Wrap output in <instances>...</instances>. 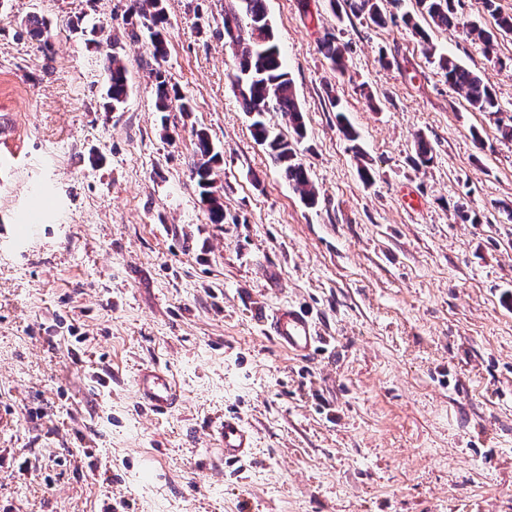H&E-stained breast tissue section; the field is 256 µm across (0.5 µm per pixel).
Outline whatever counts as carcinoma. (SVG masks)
Instances as JSON below:
<instances>
[{
	"mask_svg": "<svg viewBox=\"0 0 512 512\" xmlns=\"http://www.w3.org/2000/svg\"><path fill=\"white\" fill-rule=\"evenodd\" d=\"M345 7L354 16H364L373 24H381L386 15L379 0H343ZM421 13L427 15L436 25L451 27L457 24L455 0H417ZM478 10L495 17L496 28H485L474 19L468 23L467 34L484 45L485 53L495 51L497 36L512 33V15L503 14L496 0H477ZM132 10L145 20L143 26L150 34L154 56L164 54L165 12L163 0H133ZM224 35L229 38L236 60L234 74L242 107L252 116L251 132L255 140L267 145L274 162L284 172L288 182L301 194L304 202L313 206L317 203V190L311 183L305 166L298 160L292 143L281 137H272L262 120L263 113L279 111L288 116L296 139L305 135V123L301 106L297 100L292 79L286 68L280 50L275 42L272 25L268 18L265 0H239V7H232L224 13ZM323 57L339 71L346 68L344 48L336 38L328 34L320 43ZM440 69L448 78V84L464 94L470 106L479 112L497 113L500 104L486 75L475 72L450 56H441ZM109 86L106 110L114 112L125 102L128 93L127 68L119 53L107 55ZM155 107L159 112L169 111L172 101L180 102V110L187 112L190 105L180 100L174 87L169 85L165 72L159 68L151 70ZM194 163L201 202L206 205L213 224L224 223V203L213 191L211 179L213 165L220 161L214 152L209 136L204 131L196 133Z\"/></svg>",
	"mask_w": 512,
	"mask_h": 512,
	"instance_id": "carcinoma-1",
	"label": "carcinoma"
}]
</instances>
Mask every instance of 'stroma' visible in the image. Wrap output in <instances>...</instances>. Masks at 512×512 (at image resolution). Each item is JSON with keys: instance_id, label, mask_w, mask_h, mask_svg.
<instances>
[{"instance_id": "1", "label": "stroma", "mask_w": 512, "mask_h": 512, "mask_svg": "<svg viewBox=\"0 0 512 512\" xmlns=\"http://www.w3.org/2000/svg\"><path fill=\"white\" fill-rule=\"evenodd\" d=\"M235 3L163 0L157 61L132 0H0V512H512V34L489 56L416 0H382V27L266 0L311 207L252 137L224 39ZM328 33L345 71L319 51ZM427 42L486 73L500 112L473 110ZM114 48L129 90L109 112ZM155 67L190 111H156ZM199 130L220 153V224ZM284 304L315 316L314 358L262 334ZM147 364L173 372L181 407L139 408ZM229 412L255 433L244 481L213 444ZM196 153L199 157L194 163V170L197 176V185L200 189L201 202L206 205L211 223L220 224L224 221V203L220 196H217L211 179L213 165L220 161L218 153L214 152L209 136L204 131L196 133Z\"/></svg>"}]
</instances>
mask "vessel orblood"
Here are the masks:
<instances>
[{"instance_id": "b4317fda", "label": "vessel or blood", "mask_w": 512, "mask_h": 512, "mask_svg": "<svg viewBox=\"0 0 512 512\" xmlns=\"http://www.w3.org/2000/svg\"><path fill=\"white\" fill-rule=\"evenodd\" d=\"M261 332L270 336L289 356L307 358L322 350L325 339L311 313L289 305L278 307L262 320ZM138 403L151 413L163 415L178 407L182 394L177 381L159 368H140L135 379ZM215 432L224 461L245 472L252 461L253 435L236 414L225 415Z\"/></svg>"}]
</instances>
